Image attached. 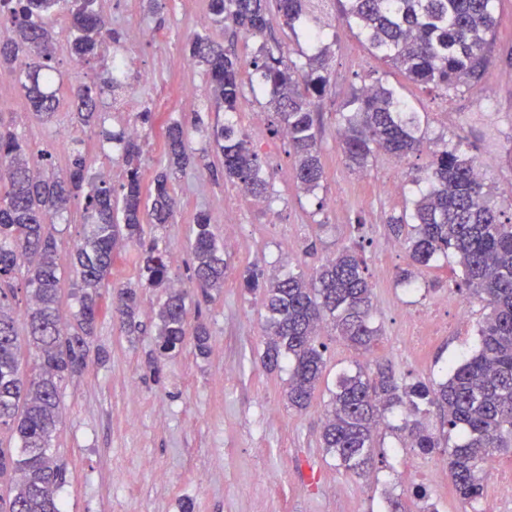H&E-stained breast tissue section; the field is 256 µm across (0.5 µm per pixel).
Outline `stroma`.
Here are the masks:
<instances>
[{
  "label": "stroma",
  "instance_id": "35a3bbf8",
  "mask_svg": "<svg viewBox=\"0 0 512 512\" xmlns=\"http://www.w3.org/2000/svg\"><path fill=\"white\" fill-rule=\"evenodd\" d=\"M101 7L113 30L125 31L133 23L144 33L129 49L133 69L144 75L136 86L142 107L185 122L197 112L204 121L188 135L190 164L172 177L177 219L151 231L170 258L169 276L191 284L189 238L199 212L209 214L230 268L212 301L189 308L190 317H203L209 327L210 350L203 357L189 345L176 357L158 359L149 330L155 293L141 296L138 319L147 331L138 336L122 333L112 319L110 298H103L86 366L61 388L62 419L52 448L65 469L59 492L65 512H182L188 502L194 512H387L390 497L401 501L404 512H422L428 502L437 512H462L448 476L447 449L424 455L388 432L374 450L370 473L356 476L337 468L319 441L329 393L319 388L307 410L288 409L287 371H267L260 359L262 298L246 290L241 274L252 265L309 274L343 247L364 258L374 286L379 340L371 354L361 356L325 337L331 380L354 363L371 367L384 361L406 382L438 381L450 360L475 350L485 310L476 298L449 292L452 264L420 270L413 292L397 281L410 259L390 233L388 219L408 205L409 174L425 168L428 152L398 165L380 154L365 170H353L342 154L336 119L353 89L383 79L418 112L427 142L461 135L476 146L480 159L490 160L485 175L495 186L499 208L512 217V0H497L493 66L478 86L453 99L441 89L408 81L374 57L354 30L335 21L332 0H324L320 17L331 85L318 107L322 187L314 197L300 188L287 139L273 134V116L263 100L245 95L237 127L273 174V198L261 209L225 181L221 158L209 145L219 115L211 110L206 66L183 65L195 34L209 35L243 61L255 41L209 22L208 0H103ZM56 56L67 85L101 82L111 67L105 58L74 61L64 28L57 35ZM185 87L193 88L192 98L181 97ZM448 111L453 121H445ZM253 112L262 113L261 126L250 125ZM0 114L12 120L19 138L35 152L51 154L60 171L69 168L75 138L82 141L90 172L108 165L101 132H119L126 124L123 116L109 112L103 126H83L67 105L50 120H39L9 69H0ZM334 196L342 198V207H319V199ZM82 224L77 200L66 220L48 227L66 275ZM424 309L447 328L420 345L411 319ZM133 387L139 391L135 399L129 396ZM259 471L265 472L264 480H256ZM418 485L426 489L427 502L414 498Z\"/></svg>",
  "mask_w": 512,
  "mask_h": 512
}]
</instances>
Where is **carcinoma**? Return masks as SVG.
I'll return each instance as SVG.
<instances>
[{
	"label": "carcinoma",
	"mask_w": 512,
	"mask_h": 512,
	"mask_svg": "<svg viewBox=\"0 0 512 512\" xmlns=\"http://www.w3.org/2000/svg\"><path fill=\"white\" fill-rule=\"evenodd\" d=\"M97 0H0V15L13 35L0 42V68L13 67L25 56L28 70L19 76L29 110L49 120L68 99L76 102L80 124L102 117L103 95L124 88L111 75L102 84L66 87L55 67V22L66 15L70 23L71 55L86 61L118 42L103 31L94 9ZM311 0H209L216 25L230 24L252 38L270 28L271 9L283 25L296 32ZM338 20L369 50L407 80L432 85L452 99L479 84L492 65L496 35V0H335ZM309 52L299 51L297 64L279 45L260 43L246 63L242 78L238 56L207 35L189 43L191 59L207 66L215 111L224 123L212 127L210 144L224 164V179L247 196L269 200L272 173L250 147L232 120L244 87L253 97H268L275 113L273 131L288 137L295 178L313 194L324 177L315 106L326 96L330 76L327 48L319 26H302ZM339 113L337 133L350 166L363 170L377 154L404 160L424 148L420 120L406 101L378 79L355 90ZM188 127L178 120L162 128L168 166L189 160ZM112 157L125 167L119 188L87 174L80 140L72 141V162L64 174L30 164V147L18 138L12 123L0 116V431L18 441L0 443V480L10 484L8 498L0 496V512H63L59 498L61 472L51 450L60 423L61 383L86 365L88 339L102 310V290L108 288L114 249L120 242L137 247L136 284L113 289L111 312L127 333L141 331L136 321L140 295L158 293L154 313L159 356L167 358L192 340L202 355L209 349L206 325L188 323V301L224 287L229 264L211 229L210 217L194 218L190 242L193 288H175L168 276L166 250L146 238L144 225L174 223L177 197L162 172L153 188L143 191L140 147L123 132L105 133ZM464 139L440 140L429 151L423 174L411 178L419 189L409 210L390 218L391 234L405 247L412 265L428 267L440 258H453L459 279L449 288L480 298L490 309L477 331L475 352L450 362L445 380L406 384L392 368L378 362L375 369L356 365L336 378L322 427L321 443L336 467L361 476L372 465V448L381 429L400 434L403 443L429 453L441 447L422 417L437 409L448 431L460 434L448 449V470L456 496L465 504L482 499L490 472V454L512 448V219L493 202V187L477 175L480 158L462 150ZM82 199L85 233L74 249L77 282L73 297L79 304L75 324L67 330L59 316L61 278L57 248L46 226ZM25 268L28 306L27 342L34 351L29 373L20 371L16 312L9 302L13 280ZM243 279L250 291L265 298L262 361L275 370L288 361L285 396L288 407L307 408L326 370V329L352 349L368 353L380 335L373 325L374 293L366 263L356 252L341 248L307 278L302 272L265 270L251 266ZM406 412L402 424L387 414Z\"/></svg>",
	"instance_id": "cac0c4a2"
}]
</instances>
